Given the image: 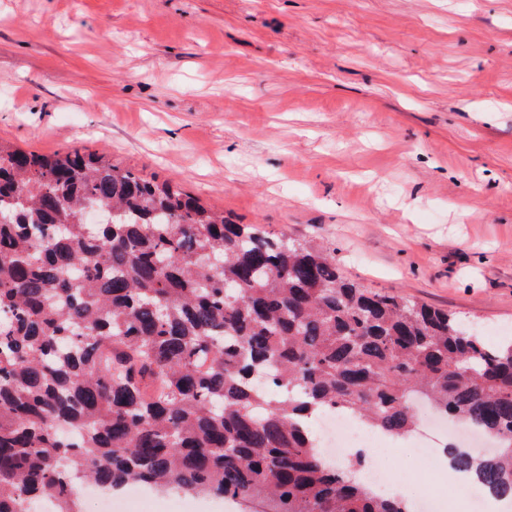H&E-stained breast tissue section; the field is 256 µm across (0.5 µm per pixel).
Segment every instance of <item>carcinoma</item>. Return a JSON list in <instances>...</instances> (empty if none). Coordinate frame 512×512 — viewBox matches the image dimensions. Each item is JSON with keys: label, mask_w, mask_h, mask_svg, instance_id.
<instances>
[{"label": "carcinoma", "mask_w": 512, "mask_h": 512, "mask_svg": "<svg viewBox=\"0 0 512 512\" xmlns=\"http://www.w3.org/2000/svg\"><path fill=\"white\" fill-rule=\"evenodd\" d=\"M416 401L496 442L445 448L512 501V337L345 280L314 241L227 223L174 181L0 147V512H81L87 480L410 512L350 479L363 457L328 462L306 420L406 435Z\"/></svg>", "instance_id": "1"}]
</instances>
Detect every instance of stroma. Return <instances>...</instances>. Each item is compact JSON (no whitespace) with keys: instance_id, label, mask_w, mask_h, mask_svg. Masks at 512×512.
<instances>
[{"instance_id":"1","label":"stroma","mask_w":512,"mask_h":512,"mask_svg":"<svg viewBox=\"0 0 512 512\" xmlns=\"http://www.w3.org/2000/svg\"><path fill=\"white\" fill-rule=\"evenodd\" d=\"M0 145L177 181L512 334V0H0ZM181 502L252 512H129Z\"/></svg>"}]
</instances>
